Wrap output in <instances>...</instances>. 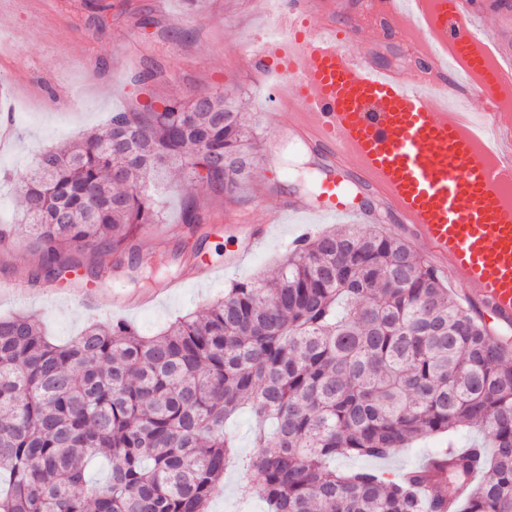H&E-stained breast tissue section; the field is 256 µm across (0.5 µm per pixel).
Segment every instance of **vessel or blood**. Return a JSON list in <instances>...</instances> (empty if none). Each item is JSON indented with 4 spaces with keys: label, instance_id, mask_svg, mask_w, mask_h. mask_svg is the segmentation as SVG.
Returning a JSON list of instances; mask_svg holds the SVG:
<instances>
[{
    "label": "vessel or blood",
    "instance_id": "vessel-or-blood-1",
    "mask_svg": "<svg viewBox=\"0 0 512 512\" xmlns=\"http://www.w3.org/2000/svg\"><path fill=\"white\" fill-rule=\"evenodd\" d=\"M245 71L326 171L315 203L288 200L248 227L244 253L288 214L367 217L345 183L407 226L486 317L512 323V0H282ZM415 40L413 78L350 47L378 26Z\"/></svg>",
    "mask_w": 512,
    "mask_h": 512
}]
</instances>
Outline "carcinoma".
Instances as JSON below:
<instances>
[{
	"label": "carcinoma",
	"instance_id": "carcinoma-1",
	"mask_svg": "<svg viewBox=\"0 0 512 512\" xmlns=\"http://www.w3.org/2000/svg\"><path fill=\"white\" fill-rule=\"evenodd\" d=\"M254 132L221 94L117 112L100 133L46 149L23 179L21 232L57 279L86 251L135 259L159 224L154 187L176 170L235 199ZM256 424L245 498L267 512H512V341L462 310L403 240L337 229L294 246L271 279L232 284L156 336L91 323L65 344L27 314L0 318V512H208L236 461L226 423ZM485 431L391 480L341 472L423 434ZM111 462L93 484L92 456Z\"/></svg>",
	"mask_w": 512,
	"mask_h": 512
}]
</instances>
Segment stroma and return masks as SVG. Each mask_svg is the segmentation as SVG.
<instances>
[{
	"mask_svg": "<svg viewBox=\"0 0 512 512\" xmlns=\"http://www.w3.org/2000/svg\"><path fill=\"white\" fill-rule=\"evenodd\" d=\"M0 0V121L14 122L10 148L0 152V224L16 222L21 179L33 168L41 150L59 146L105 126L113 113L162 106L171 99L189 100L203 92H221L245 103L247 124L259 136L255 174L234 200L223 189L191 188L184 180L165 185L161 199L164 221L140 228L136 242L142 256H158L166 264L152 278L139 280L127 267L113 271L132 295L166 287L187 277L189 285L156 305L126 312L83 307L78 296L85 278L67 279L52 302L37 289L27 297L0 295V316L26 312L42 320L52 339L65 343L79 335L89 319L125 321L147 335L158 333L177 317L204 313L236 280L273 276L292 245L293 225H285L256 254L216 277L214 268L230 259L241 233L232 224L236 214L261 220L287 198L312 202L311 174L318 166L312 155L288 142V116L270 92L241 68V57L266 27L267 0H203L190 8L186 0ZM154 23L142 28L143 16ZM385 67L414 75L417 59L390 29L364 30L353 42ZM160 65L165 79L152 80L135 91L131 78L146 63ZM194 201L201 217L197 230L184 223L185 203ZM38 264L25 235L0 247V283L23 282ZM476 433L425 435L384 459L341 455L337 470L376 469L399 475L420 467L428 456L447 447L465 448ZM248 474L228 470L224 492L210 512H266L263 502L241 504L238 488Z\"/></svg>",
	"mask_w": 512,
	"mask_h": 512,
	"instance_id": "1",
	"label": "stroma"
}]
</instances>
